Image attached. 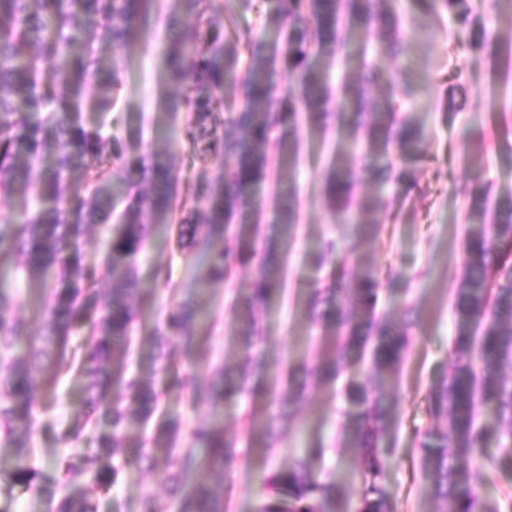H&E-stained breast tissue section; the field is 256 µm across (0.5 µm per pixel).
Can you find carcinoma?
I'll return each mask as SVG.
<instances>
[{
  "mask_svg": "<svg viewBox=\"0 0 512 512\" xmlns=\"http://www.w3.org/2000/svg\"><path fill=\"white\" fill-rule=\"evenodd\" d=\"M154 0H0V193L26 199L15 218L0 225V260L21 255L29 276L55 271L51 300L42 311L43 332L28 336L26 325L1 314L17 297L0 285V447L13 449L9 469L0 466V481L33 483L39 476L31 448L36 403V374L53 381L78 364L84 378V418L75 419L74 433L81 434L93 419L109 420L110 429L94 431L93 447L71 451L57 461L62 485L59 497L50 501V512H98V494L118 479L121 464L128 462L126 449L136 448L133 462L152 465L159 442L177 434L173 425H162L151 438L129 442V431L144 425L157 410L162 392L138 375L125 376L110 364L116 351L128 353L136 317L135 305L151 293L138 287L135 266L145 252L156 225L170 224L175 205V177L160 153L151 159L127 158L113 152L102 157L105 138L99 128L82 120V110L112 111L120 86L118 64L108 68L103 57L84 48L94 37L102 49L121 56L149 25ZM178 14L168 18L164 46L165 82L179 91L170 111L188 114L184 136L202 145V159L224 168V185L208 188V208L179 226L178 241L196 250L202 274L200 282L230 280L237 268L259 264L273 267L270 249L259 245L245 223L257 204L249 195L265 177L271 151L293 163L297 141V113H305L312 125L325 127L336 120L338 130H349L347 152L363 150L368 171L386 168L381 159L390 147L400 152L419 150L424 129L412 115L400 112L395 91L408 88L406 69L385 96L368 97L360 86L344 85L343 94L332 98L327 72L311 60L310 49L330 59L346 49L340 38L342 21L357 25L397 52L404 19L390 0H278L269 20L278 32L270 42L254 41L244 34L224 39V21L253 8V0H175ZM428 15L454 12L469 23L465 0H411ZM493 68L512 67V45L498 43L484 31L469 39ZM286 67L296 80L284 92L281 106L268 104L277 90L274 77ZM240 83L247 104L224 121L217 112L223 106L224 83ZM56 150L53 171L42 181L34 175L35 162ZM124 172L129 186L138 188L126 206L115 212L112 165ZM353 159L329 168L324 197L339 224H351L358 232L376 225L367 216L385 203L386 178L373 179L369 195L354 198ZM79 172L83 192L67 194L64 181ZM51 200L50 207L30 209L35 199ZM471 209L481 222L469 229L465 241V267L455 291L453 339L455 362L448 376L431 389L437 423L425 434L423 470L430 482L433 512H497L484 510L473 487L474 470L496 463L485 455L492 430L479 421V409L496 416L505 456L512 457V205L504 209L491 203L488 192L473 198ZM116 222L105 241L103 262L111 280L105 298L98 295L96 275L82 262L78 241L93 224ZM338 242L326 238L313 256L314 264L329 267L327 283L310 294L305 314L311 325L331 333L333 356L307 369L299 381L266 383L268 370L257 336V313L268 305L278 283L270 275L253 282L235 297L245 343L234 370L216 368L209 401L213 415L243 401L267 398L277 409L266 413L260 424L247 420L248 436L258 447H279L294 420L279 407L282 401L298 405L308 388L336 380L352 363L369 357L377 376H397L409 347L408 329L385 321L378 311L381 282L370 266L352 267L335 259ZM199 308H172L151 336L155 359H166V347L176 339L189 341L200 325ZM86 336L80 356L69 351L71 336ZM121 392H112V386ZM345 399L355 408L345 428L350 445L362 457L364 485L356 512H387V494L377 478L386 468L389 453L377 449L378 440L394 422V412L383 407V396L366 386L347 383ZM197 448H185L178 467L163 473L171 485V505L176 512H224L223 493L203 480L185 491L195 472L226 471L237 465L238 441L228 438L218 422L198 426ZM323 453L321 445L311 454L294 453L289 466L271 470L265 479V495L257 512H349L347 498L337 482L311 480L310 457ZM86 477L83 485L74 478Z\"/></svg>",
  "mask_w": 512,
  "mask_h": 512,
  "instance_id": "carcinoma-1",
  "label": "carcinoma"
}]
</instances>
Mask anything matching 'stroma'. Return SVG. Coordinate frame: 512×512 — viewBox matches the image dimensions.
Wrapping results in <instances>:
<instances>
[{"label":"stroma","mask_w":512,"mask_h":512,"mask_svg":"<svg viewBox=\"0 0 512 512\" xmlns=\"http://www.w3.org/2000/svg\"><path fill=\"white\" fill-rule=\"evenodd\" d=\"M174 8L173 0H156L148 32L137 37L119 61L121 85L111 112L86 110L82 119L87 126H101L108 150L166 153L178 177L176 215L181 218L206 209L199 186L221 182L224 171L202 162L181 136L186 113L170 117L160 112L161 104L173 96L164 80L163 45L166 18ZM424 23V31L404 38L400 56L372 43L366 55L350 53L346 63L320 62L335 85L359 81L363 62H370L380 77L369 87L375 96L387 92L399 61L410 64L416 93L404 97L403 109L423 123L425 138L414 155H390L394 180L387 188L385 205L371 216L379 227L376 238L359 240L351 227L336 224L325 205L324 174L341 149L340 135L332 125L298 127L300 151L295 163L271 154L267 179L254 189L258 215L248 223L258 242H265L283 197L294 194L298 220L281 237L283 257L273 270L278 292L258 312L262 348L273 370L301 373L315 363L326 345L321 331L310 327L304 304L326 275L325 270L312 266L310 257L321 239L334 237L341 243L338 259L374 265L383 285L381 310L390 323L408 328L410 346L401 376L396 380L376 377L368 361L362 360L350 365L337 381L309 389L297 411L299 425L272 454L246 447L241 409H225L224 432L238 440L239 460L232 470L205 475L206 480L222 486L225 512H256L266 473L288 465L294 449L317 443L325 453L311 465L313 479L338 481L345 496L356 498L362 487V469L353 451L341 444L348 410L343 390L350 381L382 391L397 402L394 430L378 442L379 448L396 451L379 478L387 491L389 512H432L421 446L434 423L430 390L447 376L454 360L452 300L463 271L471 195L482 185L490 188L496 200L512 192V72L494 73L480 62L460 38L462 26L454 13L444 11L425 18ZM405 173L415 179V187L401 182ZM177 237L176 222L158 225L136 267L141 287L154 290L155 297L153 303L139 308L131 332L133 351L127 360L129 370L166 391L149 430L166 423L179 428L172 449L157 453L162 467L175 465L181 449L191 445L192 427L210 415L207 402H190L172 389V380L192 370L198 385L205 388L214 368L234 367L240 330L234 298L262 274L259 267L250 266L236 272L233 284L201 287L198 258L194 252L181 250ZM4 268L18 296L11 316L26 322L29 334H40L48 294L38 283L27 281L19 261L5 263ZM185 302L206 309L207 329L191 345L178 340L170 343L164 367H157L147 339L165 311ZM34 399L32 448L39 477L32 488L21 483L0 487V512H47L48 499L60 494L55 481L57 458L70 447L89 445L84 435L70 446L60 441L83 406L84 391L76 373L61 376L52 387L38 385ZM475 488L483 506L512 512V460L502 459L499 467L480 471ZM149 493L159 504H167V490L154 471L125 465L117 482L100 493L99 512H141L142 500Z\"/></svg>","instance_id":"1"}]
</instances>
